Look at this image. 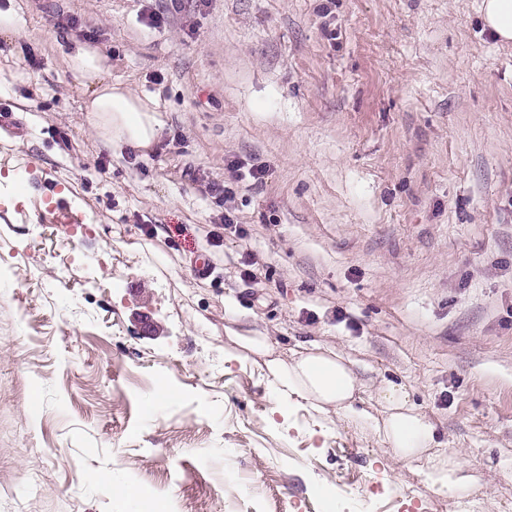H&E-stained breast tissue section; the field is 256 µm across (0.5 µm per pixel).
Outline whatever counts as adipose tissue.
I'll return each mask as SVG.
<instances>
[{
	"label": "adipose tissue",
	"mask_w": 512,
	"mask_h": 512,
	"mask_svg": "<svg viewBox=\"0 0 512 512\" xmlns=\"http://www.w3.org/2000/svg\"><path fill=\"white\" fill-rule=\"evenodd\" d=\"M71 67L89 87L84 110L91 126L110 136L114 145L149 149L160 136L153 101L141 99L130 89L108 79L102 55L93 48L80 50ZM229 342L256 356L265 381L282 402L305 407L318 414L359 421L356 407L364 391L350 362L338 350L307 348L283 357L268 337L242 328H225ZM374 398L381 416L373 428L384 444L408 460L429 459L425 473L434 490L448 499L476 491L481 477L442 450L437 430L410 401L405 387L392 382L378 386Z\"/></svg>",
	"instance_id": "ef3b65f1"
}]
</instances>
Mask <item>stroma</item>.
<instances>
[{"instance_id":"stroma-1","label":"stroma","mask_w":512,"mask_h":512,"mask_svg":"<svg viewBox=\"0 0 512 512\" xmlns=\"http://www.w3.org/2000/svg\"><path fill=\"white\" fill-rule=\"evenodd\" d=\"M480 4L0 0V512H512V45ZM86 47L151 149L89 128ZM257 166L210 245L203 183ZM234 322L341 351L370 414L404 385L485 489L274 412Z\"/></svg>"}]
</instances>
